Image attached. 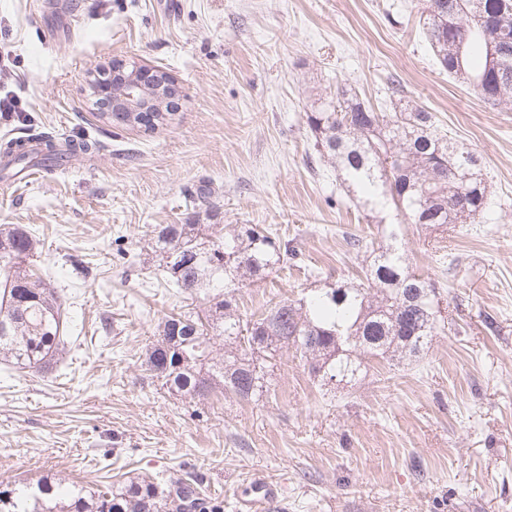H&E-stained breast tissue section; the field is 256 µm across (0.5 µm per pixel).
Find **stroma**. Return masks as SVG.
I'll list each match as a JSON object with an SVG mask.
<instances>
[{
	"mask_svg": "<svg viewBox=\"0 0 512 512\" xmlns=\"http://www.w3.org/2000/svg\"><path fill=\"white\" fill-rule=\"evenodd\" d=\"M427 0H0V140L99 142L93 159L27 182L0 177V224L38 239L33 269L64 301L68 348L48 369L0 361V482L99 488L103 477L164 483L195 474L238 512L254 477L278 485L269 512H512V105L492 107L441 71L423 34ZM159 66L182 95L166 125L114 126L87 73L112 59ZM400 81L452 141L476 153L492 219L448 232L360 203L320 163L304 114L337 84L382 112ZM208 186L214 223L291 240L290 268L237 293L250 313L357 284L358 235L398 234L430 273L448 324L415 361H370L321 385L285 352L250 402L190 400L142 369L157 326L204 297L176 293L147 248L158 224H187ZM456 254L436 267L437 247Z\"/></svg>",
	"mask_w": 512,
	"mask_h": 512,
	"instance_id": "obj_1",
	"label": "stroma"
}]
</instances>
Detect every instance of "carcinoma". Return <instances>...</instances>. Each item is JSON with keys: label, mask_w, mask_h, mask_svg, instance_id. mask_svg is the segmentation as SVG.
Listing matches in <instances>:
<instances>
[{"label": "carcinoma", "mask_w": 512, "mask_h": 512, "mask_svg": "<svg viewBox=\"0 0 512 512\" xmlns=\"http://www.w3.org/2000/svg\"><path fill=\"white\" fill-rule=\"evenodd\" d=\"M512 0H429L423 30L441 68L478 89L492 105L512 103V40L488 63L494 34L485 22L512 32ZM400 110L379 112L356 88L344 85L318 99L306 113L320 160L340 171L367 205L393 202L409 224L448 230L488 214L486 179L480 158L451 141L433 113L404 100L391 82ZM96 142L10 140L0 150L3 169L59 166L71 157L100 151ZM160 224L151 251L167 280L189 296L208 295L201 312H176L158 325L159 339L147 345L144 364L171 393L205 400L217 388L240 401L269 391L267 378L283 352L295 350L323 384L349 383L366 369V359L410 360L445 330L435 283L406 265L400 248L351 238L349 247L366 263L365 280L336 285L267 309L243 314L235 297L244 282L261 280L288 267L297 256L288 241L257 224ZM36 236L20 224L0 225V356L20 369L49 366L68 344L61 295L26 263L36 253ZM178 327L174 350L164 347L169 328ZM224 341L218 352L216 339ZM0 512H223L200 497L189 477L162 489L148 477H133L103 490L64 492L52 478L36 489L0 488Z\"/></svg>", "instance_id": "obj_1"}]
</instances>
